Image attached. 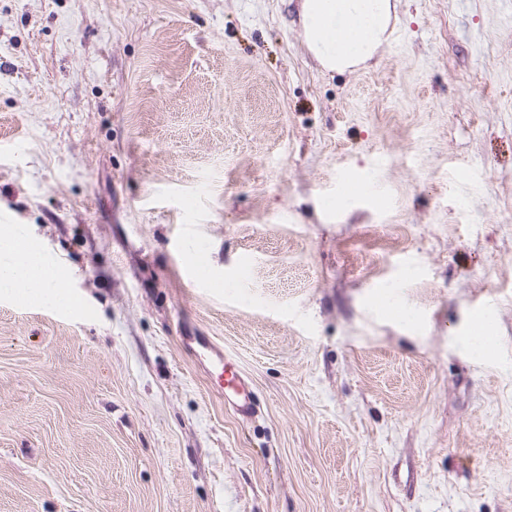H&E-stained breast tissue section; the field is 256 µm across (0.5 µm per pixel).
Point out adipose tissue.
I'll return each mask as SVG.
<instances>
[{
    "instance_id": "1",
    "label": "adipose tissue",
    "mask_w": 512,
    "mask_h": 512,
    "mask_svg": "<svg viewBox=\"0 0 512 512\" xmlns=\"http://www.w3.org/2000/svg\"><path fill=\"white\" fill-rule=\"evenodd\" d=\"M393 0H300V23L309 52L331 72H344L377 57L392 36ZM66 274L46 261L36 244L0 231V293L70 306Z\"/></svg>"
}]
</instances>
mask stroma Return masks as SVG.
<instances>
[{"label":"stroma","instance_id":"35a3bbf8","mask_svg":"<svg viewBox=\"0 0 512 512\" xmlns=\"http://www.w3.org/2000/svg\"><path fill=\"white\" fill-rule=\"evenodd\" d=\"M0 218L74 301L0 295V512H512V0L345 73L297 0H0ZM385 288L389 289L382 293L377 303L378 308L395 317L399 322L407 326H414L417 323V316L409 308L401 305L396 299L394 288L398 287L388 286ZM462 343L476 359L485 361L495 356L497 346L492 319L488 312L472 317L467 336L463 337ZM187 346L191 347L192 343H196L201 347L203 356L209 362L208 371L214 379V371L221 370L218 375V388L222 392L224 389H231L235 395L233 400H229L236 412L244 417L251 418L254 413V404L245 378L237 371L231 360L224 356V351L200 336H187L183 339ZM224 375V378H223Z\"/></svg>","mask_w":512,"mask_h":512}]
</instances>
